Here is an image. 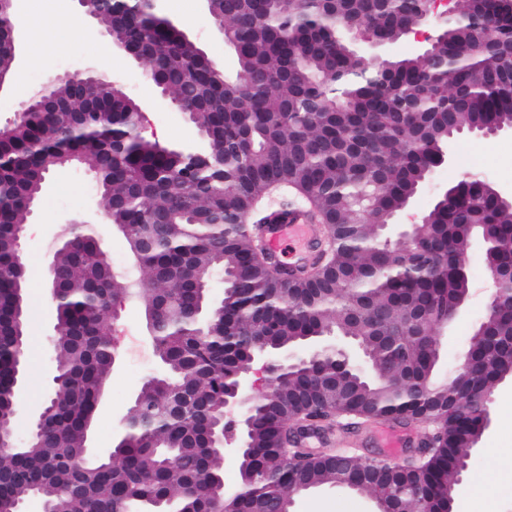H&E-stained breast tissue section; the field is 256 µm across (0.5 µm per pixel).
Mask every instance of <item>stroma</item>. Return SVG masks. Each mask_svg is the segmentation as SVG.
<instances>
[{
    "mask_svg": "<svg viewBox=\"0 0 512 512\" xmlns=\"http://www.w3.org/2000/svg\"><path fill=\"white\" fill-rule=\"evenodd\" d=\"M68 2L71 16L81 15V24L71 23L70 16L58 24L43 26L38 40L22 43L12 85L0 91V126L15 119L17 104L49 79L91 67L122 80L127 92L145 110L147 138L178 149L203 148L206 140L188 114L157 104L156 92L142 79L148 62L133 60L118 48L111 54H104L103 46L110 43V36L97 20L82 16L77 0ZM161 9L206 56L223 66L228 78L236 77L235 56L214 27L203 0H161ZM468 173L488 180L501 194L512 195L511 128L490 137L467 132L458 135L451 146L449 161L431 172L408 205L396 214L395 223L418 222L432 209L439 193ZM76 218L96 222L104 249L109 257L118 261V272L133 271L139 288L145 289L151 284L149 273L134 262L125 238L107 223L101 193L92 174L71 167L49 174L30 214L24 242L28 364L16 417L17 433L21 436L30 428V416L43 410L54 388L56 355L51 329L53 305L46 300L49 291L47 257L61 224ZM467 265L470 294L465 311L448 328L447 338L440 347L439 370L444 376L456 370L469 347L474 324L479 323L486 312L488 271L481 245L470 248ZM108 328L116 343L117 357L91 427L88 448L94 455L108 453L121 438L124 419L145 379L158 369L144 311L137 299L125 301L118 319L110 322ZM506 448H512V377L494 389L492 422L471 452L469 468L456 489L454 512H477L480 499L490 489L495 492L493 512H512V485L507 487L502 483L503 476L512 469V464L502 454ZM374 509L369 495L331 486L297 496L293 506V512H374Z\"/></svg>",
    "mask_w": 512,
    "mask_h": 512,
    "instance_id": "obj_1",
    "label": "stroma"
}]
</instances>
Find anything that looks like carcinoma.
I'll list each match as a JSON object with an SVG mask.
<instances>
[{"instance_id": "1", "label": "carcinoma", "mask_w": 512, "mask_h": 512, "mask_svg": "<svg viewBox=\"0 0 512 512\" xmlns=\"http://www.w3.org/2000/svg\"><path fill=\"white\" fill-rule=\"evenodd\" d=\"M426 0H217L233 29L239 73L223 69L148 0L107 5L98 21L118 43L143 46L152 65L191 70V120L208 142L197 152L140 136L134 104L119 93L91 97L53 81L21 107L0 135V419L15 427L14 371L24 376L28 340L25 261L11 240L40 195L38 176L74 162L91 170L106 220L124 229L137 265L151 273L141 290L120 275L99 242L77 230L54 249L64 273L54 336L57 383L32 444L0 451V512L39 496L49 512H220L224 388L245 369L247 336L261 327L269 350L305 346L328 331L362 343L425 393L400 408L386 382L338 373L335 355L273 378L275 398L259 399L249 448L240 455L238 512H272L304 479L334 485L329 459L298 468L280 451L283 427L307 417L352 423L434 422L448 447L387 471L351 456L360 491L389 496L396 512L441 501L458 485L459 464L481 435L476 393L512 377V283L488 320L478 371L436 380L439 359L425 348L421 310L446 317L469 289L466 263L476 225L488 228L487 266L512 265V207L476 180L452 187L417 229L446 252L418 255L413 285L382 275L404 249L378 235L371 215L404 208L448 146V125L463 132L512 126V0H461L420 59L384 67L343 37L361 16L376 34L410 25ZM305 200L327 228L329 265L313 278L274 274L256 228L270 222L273 193ZM253 219L245 226L234 220ZM221 270L223 304L190 272ZM140 298L154 325L160 372L149 376L126 418L124 436L92 459L88 431L116 350L112 302Z\"/></svg>"}]
</instances>
